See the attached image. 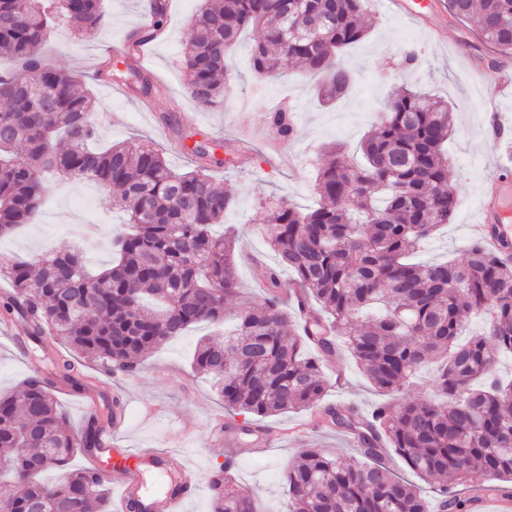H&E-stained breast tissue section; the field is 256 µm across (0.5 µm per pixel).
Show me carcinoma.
<instances>
[{
	"mask_svg": "<svg viewBox=\"0 0 512 512\" xmlns=\"http://www.w3.org/2000/svg\"><path fill=\"white\" fill-rule=\"evenodd\" d=\"M367 0H201L183 66L192 98L205 106L224 100L222 78L239 36L256 29L252 50L258 76L296 63L322 77L319 96L332 103L349 90L344 50L367 31ZM448 16L471 20L496 51L512 54V0H444ZM167 0H154L149 31L127 47L124 74L149 95L151 78L134 66L139 46L165 28ZM94 37L104 20L101 0H0V237L39 210L44 174L93 181L120 191L130 233L115 240L116 259L96 274L76 252H46L34 262L0 259V319H22L26 349L55 336L66 352L42 359L19 396L0 395V506L33 512L48 504L65 512H112L110 481L97 469H68L90 456L102 429L122 416L116 398L102 399L75 430L58 403L60 385L83 393L91 377L84 363L130 376L143 358L190 327L220 326L225 302L239 296L234 239L209 228L224 219L232 195L209 171L237 163V144L195 145L196 169L177 172L155 146L124 142L97 151L92 97L75 77L47 62L41 47L57 21ZM283 139L293 135L288 109L268 117ZM453 131L448 101L404 87L393 91L381 120L362 140L363 163L338 149L316 170L317 207L303 211L285 200L261 205L276 265L257 263L254 279L264 300L236 314L229 336L199 339L194 370L215 380L227 411L268 417L312 410L327 425L351 432L358 456L347 460L303 448L285 471L288 512H429L416 485L395 476L394 451L423 480L438 487L439 512H470V498L486 478L512 483V380L497 373L512 353V262L479 241L462 261L417 264L407 256L444 224L460 196L448 182L443 146ZM294 274L303 299L316 307L293 328L281 275ZM485 319L481 334L459 342L468 321ZM348 355L376 389L403 396L423 364L436 361V395L369 413L325 402L324 366ZM63 471L42 481L47 468ZM224 461L209 478L214 512H256L251 494L229 476Z\"/></svg>",
	"mask_w": 512,
	"mask_h": 512,
	"instance_id": "cac0c4a2",
	"label": "carcinoma"
}]
</instances>
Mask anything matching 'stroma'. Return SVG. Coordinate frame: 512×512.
Segmentation results:
<instances>
[{
	"mask_svg": "<svg viewBox=\"0 0 512 512\" xmlns=\"http://www.w3.org/2000/svg\"><path fill=\"white\" fill-rule=\"evenodd\" d=\"M433 0H403L404 12L389 9L384 0H368L371 29L365 39L348 47L345 58L355 83L351 92L334 105L319 102L318 76L301 67L260 79L250 67L257 31L242 35L235 50V69L224 82V103L198 104L186 89L180 59L191 34L198 0H169V22L164 38L150 42L140 62L158 84L143 95L133 83L101 73L109 44L131 37L138 29L142 0H103L105 22L94 39L78 38L66 25H58L44 47L50 63L77 75L92 92L94 110L102 119L101 146L130 140H149L180 170L195 167L192 155L177 147L190 132L219 140L240 138L250 151L234 167L214 172L220 188L235 197L224 215L225 225L236 233L235 262L242 292L229 308L239 311L262 301L264 293L252 275L254 260L271 264L274 254L265 243L267 226L258 203L276 195L306 207L313 205L314 174L330 143L356 153L364 135L385 110L393 88L409 85L430 89L451 103L454 133L448 141L450 184L459 193L460 209L450 224L426 241L415 254L420 263L444 258L463 259L478 220L477 204L499 166L512 165V145L489 136L488 106L512 123V55L494 53L468 22L453 21L433 9ZM419 50L420 60L403 65L402 52ZM480 62L495 82L485 85L472 75L471 62ZM292 105L296 134L271 149L269 109ZM114 189L93 182H70L48 190L47 198L31 223L0 237V256L34 259L49 250L79 249L91 269L106 267L112 241L124 227V216L112 207ZM210 328L201 323L184 335L168 340L142 363L137 375L119 378L93 370L99 395L121 390L125 421L117 434L120 447L179 454L195 469L201 486L185 512H213L208 481L228 452L209 437L213 417L223 415L224 404L203 378L194 376L190 361L195 345ZM344 371V389L329 388L326 399L364 410L393 403V396L378 391L351 360L328 367V379ZM29 375L28 357L7 339L0 338V394L13 392ZM252 427L274 429L277 445L262 454L238 458L237 479L249 486L259 512H287L288 494L283 473L300 449L321 448L349 458L355 453L351 434L317 424L312 412H288L271 418H252Z\"/></svg>",
	"mask_w": 512,
	"mask_h": 512,
	"instance_id": "obj_1",
	"label": "stroma"
}]
</instances>
